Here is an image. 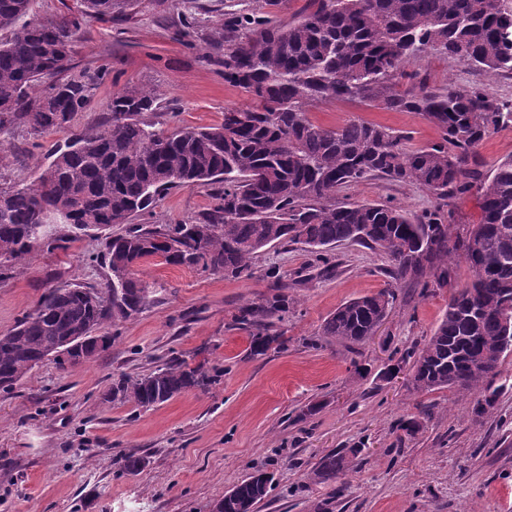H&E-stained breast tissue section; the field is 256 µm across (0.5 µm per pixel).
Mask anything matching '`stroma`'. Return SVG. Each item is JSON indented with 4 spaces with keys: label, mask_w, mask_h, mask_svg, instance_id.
Instances as JSON below:
<instances>
[{
    "label": "stroma",
    "mask_w": 512,
    "mask_h": 512,
    "mask_svg": "<svg viewBox=\"0 0 512 512\" xmlns=\"http://www.w3.org/2000/svg\"><path fill=\"white\" fill-rule=\"evenodd\" d=\"M256 0H148L122 22L89 20L73 46L70 76L102 71L95 104L126 85L149 86L166 105L164 126L220 124L229 108L250 96L224 80L209 58L224 31V14L248 12ZM198 24L178 40L185 14ZM480 90L512 102V74L489 75L443 53L411 59L398 91L420 86ZM311 121L337 127L350 120L378 124L402 135L406 149L439 141V129L421 114L384 109L362 98L308 107ZM93 115L77 113L68 129L34 137L25 127L0 134V186L32 185L40 164ZM340 203H380L412 218L439 213L448 224H476V191L438 199L425 188L373 176L340 188ZM210 186L169 190L150 217L173 224L212 207ZM102 232L91 231L63 250L33 252L12 278L0 282V335L31 312L50 287L103 288L110 271L99 259ZM322 272L303 245L267 249L249 279H227L142 260L139 279L153 303L118 326L112 346L79 366L50 357L9 391L0 390V512H209L235 483L256 469L274 472L276 484L257 512H512V353L502 358L493 386L496 403L482 418L474 397L447 388L413 389L407 373L387 368L419 349L447 308L448 289L394 281L390 257L379 248L349 243L329 251ZM276 268L288 285V316L278 325L285 345L265 357L249 355V332L236 325L239 306L268 291ZM308 280L296 283L297 271ZM395 301L375 336L357 350L321 337L326 318L344 303L383 289ZM223 366L208 392L191 390L151 409L112 402L113 379L137 375L174 357ZM319 404L305 415L308 404ZM419 423L415 433L404 420ZM357 449L348 460L343 494L329 501L327 486L310 478L320 457ZM147 466L129 475L127 455Z\"/></svg>",
    "instance_id": "obj_1"
}]
</instances>
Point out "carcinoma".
I'll use <instances>...</instances> for the list:
<instances>
[{
    "label": "carcinoma",
    "instance_id": "1",
    "mask_svg": "<svg viewBox=\"0 0 512 512\" xmlns=\"http://www.w3.org/2000/svg\"><path fill=\"white\" fill-rule=\"evenodd\" d=\"M288 0H260L249 13L224 15L213 43L224 81L253 103L224 111L208 128L158 127L162 98L127 85L104 112L39 166L37 183L0 189V281L20 271L31 253L66 248L73 234L133 224L164 191L183 184L218 185L214 206L177 224H133L106 238L111 271L105 288H52L33 312L0 335V389L7 391L45 357L70 344L71 365L112 345L106 331L152 302L135 277L143 259L249 279L253 260L270 246L303 244L317 260L338 243L384 249L395 281L433 272L450 288L448 311L412 364L413 388L475 394L474 414L493 407L491 386L503 355L512 353V158L487 175L472 156L496 130L512 124V103L477 90L422 88L398 93L394 77L412 57L439 51L460 64L495 75L512 72V0H309L300 20L273 23ZM31 0H0V132L25 126L35 136L65 128L88 110L101 72L68 78L78 32L93 17H127L142 0H82L76 14L29 18ZM336 97H361L395 111L420 112L441 130V141L410 151L385 126L350 120L338 127L313 123L306 108ZM382 175L419 185L439 198L480 184L482 218L465 232L434 214L414 221L385 204L335 202L349 183ZM63 215L47 246L29 229ZM472 272L464 288L451 283L448 263ZM270 293L238 308L234 322L251 329L249 355L284 347L278 323L288 294L275 270ZM395 299L381 290L351 300L326 319L321 335L350 348L373 336ZM484 366L476 374L473 366ZM224 370L175 356L147 373L112 382L108 398L139 408L163 404L190 389L204 392ZM346 456L330 452L313 469L319 484H334ZM273 478L256 471L214 503L217 512H256Z\"/></svg>",
    "mask_w": 512,
    "mask_h": 512
}]
</instances>
